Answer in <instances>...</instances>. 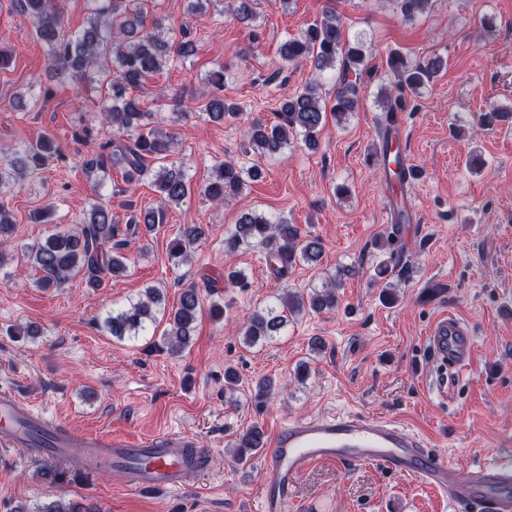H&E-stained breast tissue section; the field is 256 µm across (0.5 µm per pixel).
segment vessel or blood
<instances>
[{"label": "vessel or blood", "instance_id": "obj_1", "mask_svg": "<svg viewBox=\"0 0 512 512\" xmlns=\"http://www.w3.org/2000/svg\"><path fill=\"white\" fill-rule=\"evenodd\" d=\"M435 359L460 367L474 352L471 330L446 315L428 331ZM47 445L51 457L86 469L109 468L134 489L179 490L209 466L208 449L187 435L128 436L77 434L33 410L14 394L0 392V447L26 448L31 437ZM379 463L397 472L418 473L444 491L451 502L512 512V457L502 456L461 470L447 455L428 451L424 440L390 419L353 412L290 419L277 429L263 460L265 512H287L290 491L314 463Z\"/></svg>", "mask_w": 512, "mask_h": 512}]
</instances>
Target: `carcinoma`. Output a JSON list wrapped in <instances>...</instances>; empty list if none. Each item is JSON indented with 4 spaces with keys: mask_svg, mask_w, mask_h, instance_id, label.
<instances>
[{
    "mask_svg": "<svg viewBox=\"0 0 512 512\" xmlns=\"http://www.w3.org/2000/svg\"><path fill=\"white\" fill-rule=\"evenodd\" d=\"M93 8L87 24L75 35H67L66 16L54 0H17L20 11L28 17L36 37L46 47L55 77L61 80L80 78L90 70L105 72L111 77L112 95L103 103H93L103 114L102 125L128 136V141H99L90 158L83 161L89 172H107L120 168L127 182L152 178L157 188L161 207L147 210L143 216H132L122 229L112 220V211L103 205H93L90 217L71 232L55 233L26 247L23 257L40 273L38 284L47 288H60L79 276L89 288L104 286L106 279L120 275L128 269L125 249L137 234L138 224L152 230L162 223L165 208L180 205L190 192V184L181 166L150 165L152 161L167 159L175 152L172 133L154 121L155 113L144 109L140 100L127 96L128 91L142 88L145 80L159 72L170 59L185 58L193 52L189 32L180 29L170 36L159 20L147 23L140 0H92ZM255 0H232L231 15L241 22L253 19ZM430 0H398L404 17L412 19L427 12ZM342 57L346 69L355 72L352 81L343 80L336 89L335 103L327 107L320 93L318 80H313L301 91L284 99L275 112L276 120L267 124L258 119L251 123L246 138L251 152L261 158H273L288 148L291 140L300 136L304 144L315 149L319 134L328 115L340 123L359 105L363 84L365 53L362 43L343 39V23L336 11L328 8L321 18L299 36L287 39L280 48V58L286 63L309 60L323 71ZM389 69L395 76L392 89L382 93L379 104L385 116L405 109L415 111L418 90L430 82L443 66L436 57L427 63L392 55ZM209 83L212 95L206 112L213 121H222L236 114L237 105L224 97V68L212 71ZM394 153L396 170L392 174L404 184L417 176L418 169L405 164L401 151H392L391 143L384 142L383 154ZM60 157L52 137L41 136L17 150L12 157L0 163V195H9L23 188L24 183L53 158ZM263 177L257 165L245 167L234 161H219L211 168L209 181L202 188L203 195L217 205L229 203L247 186ZM15 221L5 203H0V246L11 243ZM203 234L197 224L184 227L180 235L169 242V256L175 264L188 260L190 246ZM232 245L254 244L265 253V261L280 277L288 273L293 263L303 261L316 267L323 253L318 237L303 238L300 230L286 217L269 219L253 214L243 215L228 238ZM342 280L332 276L304 296L287 290L278 298V304L255 313L244 331L243 340L254 344L278 333L287 323V316L306 311L322 312L339 304L337 288ZM164 302L162 291L155 286L145 288L142 296L127 307L107 317L105 324L112 336L119 339L136 337L146 332L157 319ZM202 312L200 289L191 284L182 289L177 306L168 313V329L162 337V346L179 353L190 346L195 323ZM265 445L262 427L253 425L239 435L236 441V460L246 462ZM37 512H94L92 507L79 501L62 499L51 501Z\"/></svg>",
    "mask_w": 512,
    "mask_h": 512,
    "instance_id": "1",
    "label": "carcinoma"
}]
</instances>
